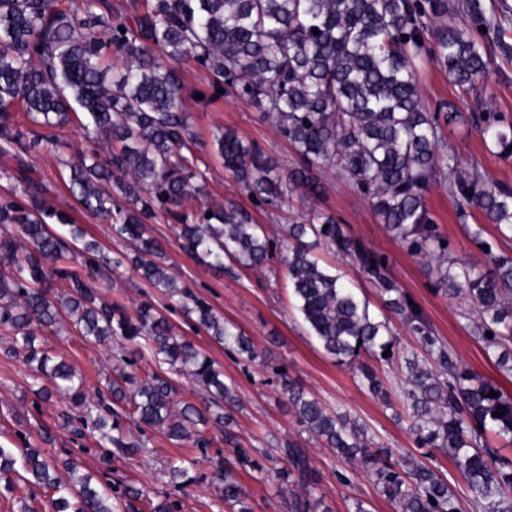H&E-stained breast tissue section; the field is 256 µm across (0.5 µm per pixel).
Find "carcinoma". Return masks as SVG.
<instances>
[{"label":"carcinoma","instance_id":"obj_1","mask_svg":"<svg viewBox=\"0 0 512 512\" xmlns=\"http://www.w3.org/2000/svg\"><path fill=\"white\" fill-rule=\"evenodd\" d=\"M98 8V0H79L70 12L59 9L56 0H0V152L20 161L19 171L5 169L3 176L23 186L20 198L0 196V227L12 229L0 237V258L11 268L0 274V327L14 334L4 354L25 352L36 394H63L81 409L77 420L63 414L62 426L77 436L91 428L107 460L114 450L146 447L143 440H129L130 430L117 410L122 403L138 431L164 429L175 441L192 440L205 448L211 441L197 426L213 418L227 431L239 410L234 385L224 381L216 363L153 306L132 318L102 300L94 275L109 263L121 266L122 259L83 241L84 232L41 195L30 177L24 156L58 148L37 128L75 125L111 150L104 157L94 150L79 153L67 189L133 244L132 266L144 281L178 298L192 323L216 343L251 359V343L238 326L217 316L157 262L163 250L150 234L151 221L159 216L172 221L185 252L218 268H259L288 241V282L308 335L336 363L354 367L362 385L386 403L390 391L361 360L388 363L400 355L389 318L372 315L366 300L322 264L316 249L324 245L351 259L379 288L386 312L403 320L427 354L422 361L414 353L403 356L401 395L417 445L440 450L454 462L478 512H512V460L483 444L489 427L512 444V395L450 354L419 306L409 304L411 296L391 276L384 255L316 210L303 222L283 227L276 239L232 200L203 203L196 210L186 206L205 196V176L188 136L179 74L180 64L197 62L213 74V87L261 107L294 147L300 165L283 175L256 143L229 128L219 131L214 152L245 191L267 203L297 190L318 196L324 172L357 189L387 233L425 263L438 262V284L448 296L472 302L477 316L467 326L509 377L512 256L494 253L484 239V225L468 220L477 210L501 237L511 239L512 189L475 168L463 169L444 136L458 113L423 111L418 83L429 57L443 64L451 82L465 92L487 81L498 64L485 41L496 40L504 59L512 62L506 41L512 22L487 11L484 0L460 6L450 0H132L125 15L100 14ZM457 13L466 27L430 25L434 17ZM114 58L126 61L125 68L114 69ZM17 106L29 125L15 122ZM476 126L501 158H512V120L484 112ZM433 182L448 191L470 240L487 247L485 262L445 266L448 247L425 197ZM67 254L81 260L86 275L59 264ZM58 280L66 282L67 295L53 292ZM39 328H73L99 345L125 340L132 345L125 365H134L146 349L157 371L146 379L115 366L116 375L108 381L112 405L96 402L86 397L84 379L63 357L36 348ZM163 368L192 377L208 394L204 408L186 404L173 418L175 388ZM281 391L301 431L324 439L342 459L361 464L399 512H461V497L439 470L413 456L392 462L387 450L371 452L363 424L327 410L286 376ZM491 391L495 396H489ZM501 411L503 416H493ZM234 453L233 464L217 457L210 482L225 504L247 512L235 466L253 462L243 448ZM280 453L288 467L278 471V478L304 490L301 496L292 494L290 512H331L317 493L303 450L288 443ZM61 466L71 481H62ZM15 474L58 494L52 499L55 512H139L133 504L139 493L124 503L112 501L92 484L93 475L79 473L75 459L61 464L40 449L24 448L17 455L0 446L1 491L14 490Z\"/></svg>","mask_w":512,"mask_h":512}]
</instances>
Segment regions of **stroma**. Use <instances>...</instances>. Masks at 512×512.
Segmentation results:
<instances>
[{"label":"stroma","mask_w":512,"mask_h":512,"mask_svg":"<svg viewBox=\"0 0 512 512\" xmlns=\"http://www.w3.org/2000/svg\"><path fill=\"white\" fill-rule=\"evenodd\" d=\"M179 71L195 154L206 174V190L212 201L235 200L250 213L254 223L263 225L275 238L280 237L282 225L300 220L310 208L334 216L339 223L348 225L355 237L369 242L387 257L393 278L411 295L467 369L512 393V377L501 376L487 359L482 344L466 327L464 315L470 312V303L462 297H448L439 289L435 265L412 256L387 234L368 201L352 187L328 173L321 177L323 194L317 199L296 193L282 202L266 204L244 192L213 151L217 128L234 129L245 140L258 143L283 168L296 166L297 155L265 112L234 93L215 92L206 69L190 60ZM419 96L425 111L434 112L440 105L450 103L461 113V120L448 128L446 141L449 150L459 155L463 168L478 167L497 183L512 187V159L493 154L470 121L471 116L486 111L512 118V65H502L486 84L466 94L451 83L439 63L431 60L421 72ZM46 134L58 141V151L32 154L28 162L34 178L43 182L47 200L82 225L88 236L101 243L107 256L125 252V242L113 235L111 225L89 215L67 191L69 165L78 151L88 147L83 133L73 125L47 129ZM426 199L435 224L450 243L449 258L457 262L482 260L481 250L459 223L447 191L431 185ZM152 234L163 245L169 272L178 282L188 283L218 316L241 328L253 344V357L228 351L206 331L191 327L180 304L151 288L130 264L114 271L101 270L95 285L103 299L122 306L129 315H136L145 304L165 310L177 333L210 355L223 370L225 381L234 383L239 399L240 409L234 414L235 445H226L223 427L211 423L202 428L203 435L211 441L207 448L195 447L189 441L177 442L164 432L150 430L145 434V451L135 455L116 453L110 459H102L96 437L79 438L61 429L60 415L71 411V404L58 395L45 400L34 393L32 372L22 357L4 355L12 337L0 328V446L38 448L60 461L76 459L84 472L111 487L113 500H120L128 490L138 491L140 512H150L151 504L167 497L179 501L180 512H230L201 476L210 472L216 453L230 459L234 447L239 446L248 449L253 461L252 467L239 473L250 512H288L289 494L282 491L277 477L287 461L276 449L296 442L309 456L319 491L332 512H350L357 499L364 501L370 512H397L396 505L356 462L341 459L324 442L300 431L295 413L281 393L282 377H290L330 410L363 421L373 449H390L396 459L420 453L402 402L396 399L387 405L373 397L361 386L353 368L325 356L307 334L294 307L281 259L228 275L187 255L174 230L164 221L153 224ZM35 345L63 356L84 378L91 394L111 374L114 357L120 351L118 344L98 345L70 331L39 332ZM178 458L190 462L189 473L195 476V483L182 487L173 482L169 465Z\"/></svg>","instance_id":"obj_1"}]
</instances>
